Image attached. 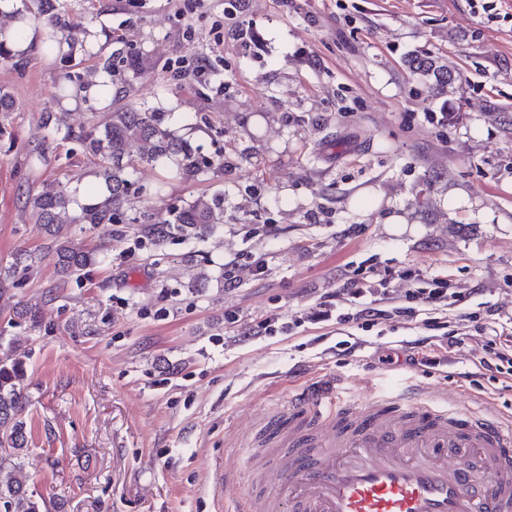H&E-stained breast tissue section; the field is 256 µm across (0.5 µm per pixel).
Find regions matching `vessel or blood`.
Wrapping results in <instances>:
<instances>
[{"mask_svg": "<svg viewBox=\"0 0 512 512\" xmlns=\"http://www.w3.org/2000/svg\"><path fill=\"white\" fill-rule=\"evenodd\" d=\"M339 391L268 409L262 495L234 512H512V416H473L409 392L342 416Z\"/></svg>", "mask_w": 512, "mask_h": 512, "instance_id": "vessel-or-blood-1", "label": "vessel or blood"}]
</instances>
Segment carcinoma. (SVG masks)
Returning a JSON list of instances; mask_svg holds the SVG:
<instances>
[{"label":"carcinoma","instance_id":"carcinoma-1","mask_svg":"<svg viewBox=\"0 0 512 512\" xmlns=\"http://www.w3.org/2000/svg\"><path fill=\"white\" fill-rule=\"evenodd\" d=\"M35 19L43 22L49 32L46 51L57 52L65 42L62 34L73 21L72 15L59 7L56 0H39ZM412 71L440 83L452 78L441 72L431 56H416L409 61ZM89 87L85 83L73 87L66 75L56 87V97L68 98ZM63 138L75 140L83 151L96 161V175L103 187L89 188V198L80 200L62 188L53 187L27 197L33 223L44 233L43 245L35 250L21 249L7 269V276L22 278L43 258L53 257L57 273L70 278L86 267L98 263L100 251L75 245L72 225L89 224L106 227L121 219L116 205L134 192L147 200H160L169 180L189 178L213 165L222 168L224 162L202 160L189 140L177 137L164 120V113L143 106H123L107 115V122L75 132L65 128ZM147 164L159 167L163 175L157 182L140 183L133 179L136 168ZM170 219L151 223L152 216L143 214L131 219L143 225L146 237L155 245L169 238L203 240L224 224V195L209 199L185 201L169 210ZM27 359L29 356L0 360V509L3 512H41V505L27 488L28 476L23 472L21 455L28 450L27 438Z\"/></svg>","mask_w":512,"mask_h":512}]
</instances>
